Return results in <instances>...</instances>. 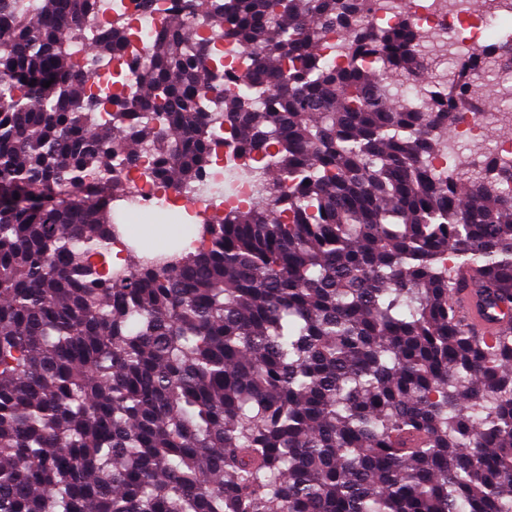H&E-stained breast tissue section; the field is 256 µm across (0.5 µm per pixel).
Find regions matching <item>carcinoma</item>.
<instances>
[{"mask_svg": "<svg viewBox=\"0 0 512 512\" xmlns=\"http://www.w3.org/2000/svg\"><path fill=\"white\" fill-rule=\"evenodd\" d=\"M40 2L0 0V512H512V196L492 154L469 178L436 165L478 58L448 108L411 112L362 58L420 80V33L356 26L362 0H191L128 99L84 67L132 21ZM224 19L257 195L193 250L112 270L129 231L107 185L145 150L148 180L208 188ZM338 23L355 55L327 67ZM461 288L494 336L458 318ZM216 35L214 46L218 48L224 47V91L226 93H236L243 88L246 77L245 71L239 67L237 54L235 53V41L231 34V28L227 22L212 25L207 35Z\"/></svg>", "mask_w": 512, "mask_h": 512, "instance_id": "carcinoma-1", "label": "carcinoma"}]
</instances>
